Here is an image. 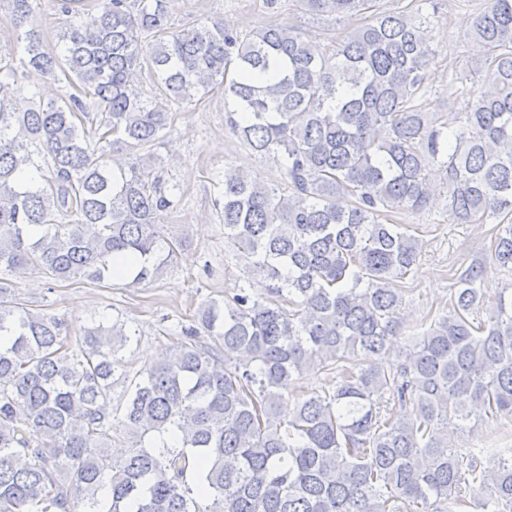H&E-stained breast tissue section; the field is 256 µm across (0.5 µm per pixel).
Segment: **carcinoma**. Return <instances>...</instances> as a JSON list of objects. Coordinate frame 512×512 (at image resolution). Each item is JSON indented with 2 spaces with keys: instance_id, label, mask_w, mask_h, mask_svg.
<instances>
[{
  "instance_id": "obj_1",
  "label": "carcinoma",
  "mask_w": 512,
  "mask_h": 512,
  "mask_svg": "<svg viewBox=\"0 0 512 512\" xmlns=\"http://www.w3.org/2000/svg\"><path fill=\"white\" fill-rule=\"evenodd\" d=\"M7 2L23 57L0 55V512H461L478 491L488 512H512V454L451 443L476 409L512 415V280L493 279L512 271V0H481L468 38L482 79L454 88L445 115L427 111L433 0L411 12L295 0L317 16L369 13L330 50L287 25L175 31L171 0L87 13L56 0L71 18L60 53L43 45L35 0ZM59 71L76 92L12 103L10 81ZM218 84L230 128L279 161L285 187L225 172L224 237L245 276L130 380L120 418L123 325L71 343L12 278H159L176 259L159 224L175 201L152 147L172 105ZM431 166L448 220L495 233L425 328L404 323L395 288L422 242L389 216L428 207ZM319 371L325 387L296 393ZM116 422L131 439L120 458Z\"/></svg>"
}]
</instances>
